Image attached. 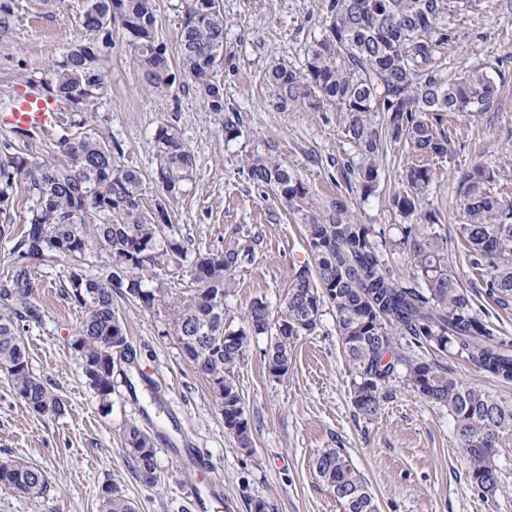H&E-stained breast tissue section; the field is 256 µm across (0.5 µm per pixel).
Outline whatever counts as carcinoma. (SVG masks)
<instances>
[{
	"label": "carcinoma",
	"instance_id": "1",
	"mask_svg": "<svg viewBox=\"0 0 512 512\" xmlns=\"http://www.w3.org/2000/svg\"><path fill=\"white\" fill-rule=\"evenodd\" d=\"M456 0H327V25L300 67L270 65L267 81L280 107L301 100L318 109L334 105L347 113L345 135L357 161L350 174L361 195L377 191L379 161L391 147H403L411 160L401 188L388 199L408 220L399 225L402 244L413 249L412 274L396 272L385 255L386 243L373 225L361 223L349 202L336 197L330 212L307 206L301 173L266 154L243 160L250 179L300 220L314 266L298 267L280 300L275 318L268 304L254 300L244 323L224 321V298L236 269L250 248L235 244L220 253H195V288L174 310L172 323L181 351L207 379L224 412V428L250 453L251 426L235 379L253 338H270L265 351L269 375H288L291 346L316 329L325 305L336 314L344 349L357 370L352 403L372 416L391 398V379L403 374L407 387L448 408L458 448L469 462L471 484L484 493L497 487L499 442L512 435V400L466 386L448 373V347L493 377L512 381V340L474 309L458 275L448 270L447 238L437 230L441 212L421 209L434 179V165L450 152L444 119L449 114L481 112L499 96L500 86L474 69L456 79L431 66L439 48L456 34L438 20L453 14ZM124 30L141 81L161 96L177 76L192 80L214 112L224 111V91L214 80L224 61V12L216 0H189L179 34L180 65L173 71L156 31L154 0H87L81 25L88 38L72 45L49 65L43 91L70 107L69 133L63 135L68 161L34 156L27 144L0 141V239L13 233V189L29 184L33 205L27 226L12 253L18 270L0 289V371L15 397L35 415L59 413L63 403L55 386L33 375L20 326L31 317V259L70 263L65 296L82 309L72 349L85 384L102 407L110 405L117 351L133 355L112 295L125 294L146 308L161 300L146 283L160 265L177 268L187 259L182 240L165 234L170 202L183 193L195 156L172 124L155 134L152 179L163 196L147 208L145 180L132 166L118 164L122 145L87 120V112L107 89L100 59L112 44V25ZM494 169L477 164L462 176L456 208L460 235L470 247L471 264L489 272L486 293L497 302L512 301V201L495 187ZM105 256L100 276L84 273L91 254ZM402 336L410 348H429L435 359L421 360L396 346ZM126 450L140 478L158 481L152 438L136 425L124 431ZM316 476L342 512H377L369 484L341 448H327L313 460ZM0 485L39 497L49 481L37 466L0 458ZM102 512H135L119 490L106 487Z\"/></svg>",
	"mask_w": 512,
	"mask_h": 512
}]
</instances>
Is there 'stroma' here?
I'll return each mask as SVG.
<instances>
[{
    "instance_id": "35a3bbf8",
    "label": "stroma",
    "mask_w": 512,
    "mask_h": 512,
    "mask_svg": "<svg viewBox=\"0 0 512 512\" xmlns=\"http://www.w3.org/2000/svg\"><path fill=\"white\" fill-rule=\"evenodd\" d=\"M8 29L0 28V114L16 90L40 91L47 68L72 44L85 39L80 26L83 0H9ZM157 32L171 63L179 61L178 32L186 0H155ZM224 10V60L215 72L224 90V110L210 109L187 79L161 97L138 79L133 54L121 28L102 56L107 95L89 113L90 123L124 148L120 162L147 176L148 198L161 189L155 168V133L173 123L195 154L193 176L173 203L172 232L192 251L217 253L230 244L252 252L234 274L224 299L226 319L240 325L252 300L277 308L295 269L311 263L301 225L272 192L255 184L242 167L250 153L273 154L301 171L308 203L330 210L336 196L353 201L359 220L381 228L385 250L397 272L409 274V247L400 244V216L388 197L408 163L398 149L380 164L376 194L362 198L344 178L354 159L339 109L315 110L298 103L280 108L265 82L268 66H301L308 46L326 27L320 0H219ZM448 24L454 42L434 64L455 77L472 69L490 74L501 87L482 112L454 114L444 123L450 154L437 164L423 199L445 214L448 268L461 278L475 309L503 335L512 337V304L501 306L485 292L484 269L472 266L454 207L462 174L473 165L496 170L497 191L512 199V0H465ZM235 112L241 134L224 137V116ZM30 301L36 317L23 340L32 373L55 382L62 413L28 414L0 373V457L34 464L49 478L45 496L28 498L0 486V512H101V493L116 487L136 512H192L196 475L181 469L168 445L191 440L223 483L224 496L210 512H341L312 463L322 450L341 448L365 478L378 512H512V436L497 457L499 483L485 494L469 480L447 408L407 388L403 375L378 414L363 417L351 402L357 374L337 331L335 314L324 307L316 329L300 337L285 378L264 365L267 337L254 339L236 372L252 428V452L242 450L225 430L224 417L206 379L183 356L171 322L168 298L182 300L193 288L189 269L160 273L153 287L165 299L148 309L121 294L112 297L136 356V367L116 362L115 390L108 407L85 384L72 349L80 309L62 290L70 265L30 261ZM448 370L459 382L512 399V383L492 378L469 360L449 355ZM136 425L153 439L159 482H142L126 450L123 433Z\"/></svg>"
}]
</instances>
